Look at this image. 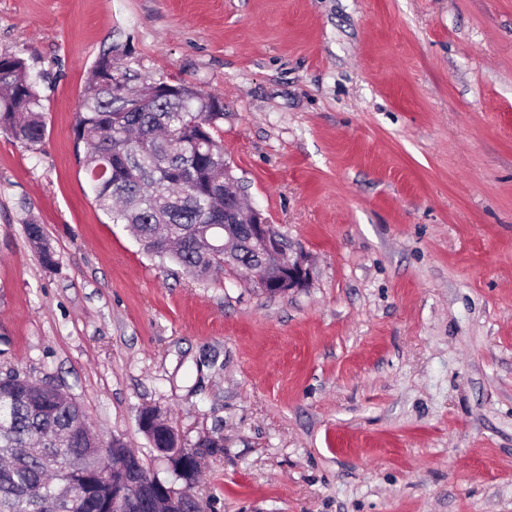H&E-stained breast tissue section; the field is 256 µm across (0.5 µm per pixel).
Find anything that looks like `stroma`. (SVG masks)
Instances as JSON below:
<instances>
[{"label": "stroma", "instance_id": "35a3bbf8", "mask_svg": "<svg viewBox=\"0 0 512 512\" xmlns=\"http://www.w3.org/2000/svg\"><path fill=\"white\" fill-rule=\"evenodd\" d=\"M115 46L223 100L306 287L194 280L97 208L73 128ZM4 54L46 135L0 134V375L60 386L166 480L159 410L204 512H512V0H0ZM25 231L30 243L39 252L42 263L47 267L56 265L55 252L46 240L41 224L30 221L25 224ZM159 432L161 431L154 427L153 440L151 441L149 439L153 448H157L156 451L158 453L160 452L164 458L165 455L161 448H172L175 442L177 444V448H173V450L169 452V457L167 458L168 466L171 471H175L177 475L176 480H182L186 485H193L196 470L200 468L201 465L197 453L188 448H181V446H178V437L170 426H168L163 433L174 442L165 444V442L163 443L158 441L156 439V435Z\"/></svg>", "mask_w": 512, "mask_h": 512}]
</instances>
